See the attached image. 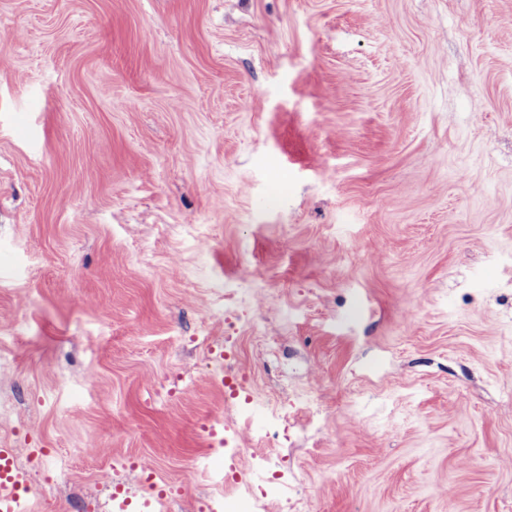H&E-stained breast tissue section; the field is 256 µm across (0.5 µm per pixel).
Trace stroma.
<instances>
[{
    "mask_svg": "<svg viewBox=\"0 0 512 512\" xmlns=\"http://www.w3.org/2000/svg\"><path fill=\"white\" fill-rule=\"evenodd\" d=\"M0 389L29 512H512V0H0ZM267 484L269 485V491L265 494V497L278 499L282 511H301L303 508V502L301 499L297 497H288V491L285 489V486L278 481V477L273 476Z\"/></svg>",
    "mask_w": 512,
    "mask_h": 512,
    "instance_id": "1",
    "label": "stroma"
}]
</instances>
